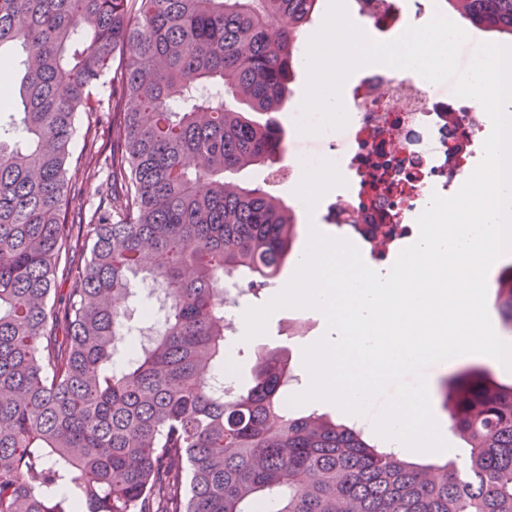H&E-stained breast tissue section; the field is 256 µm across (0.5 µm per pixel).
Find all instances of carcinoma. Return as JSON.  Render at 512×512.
Segmentation results:
<instances>
[{
  "mask_svg": "<svg viewBox=\"0 0 512 512\" xmlns=\"http://www.w3.org/2000/svg\"><path fill=\"white\" fill-rule=\"evenodd\" d=\"M321 2L0 0V61L21 49L0 71V512H512V384L483 368L445 382L461 468L289 413L281 349L249 387L215 385L231 292L273 287L299 236L238 175L284 151L276 113ZM447 3L512 37V0ZM105 92L108 175L72 212L76 117L95 146Z\"/></svg>",
  "mask_w": 512,
  "mask_h": 512,
  "instance_id": "obj_1",
  "label": "carcinoma"
}]
</instances>
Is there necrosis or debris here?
<instances>
[{
  "label": "necrosis or debris",
  "mask_w": 512,
  "mask_h": 512,
  "mask_svg": "<svg viewBox=\"0 0 512 512\" xmlns=\"http://www.w3.org/2000/svg\"><path fill=\"white\" fill-rule=\"evenodd\" d=\"M358 15L383 36L395 37L420 18L447 12L446 0H354ZM341 94L349 117L341 133L327 131L346 181L329 196L327 215L360 247L362 258L386 264L410 240L432 194L454 195L483 155L485 111L441 85L395 68L367 69Z\"/></svg>",
  "instance_id": "1"
}]
</instances>
